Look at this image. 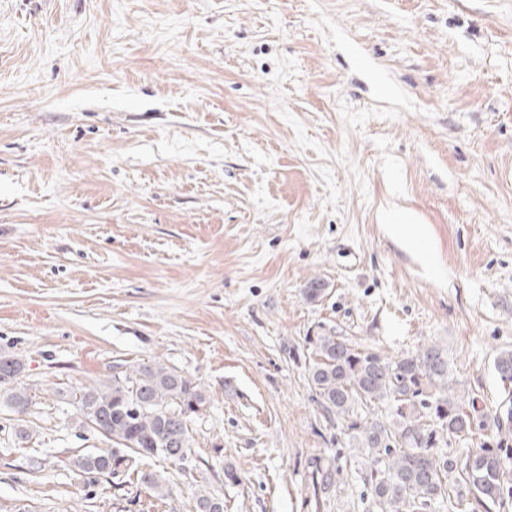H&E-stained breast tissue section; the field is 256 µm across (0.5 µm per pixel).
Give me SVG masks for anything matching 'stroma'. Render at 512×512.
Wrapping results in <instances>:
<instances>
[{"label":"stroma","instance_id":"1","mask_svg":"<svg viewBox=\"0 0 512 512\" xmlns=\"http://www.w3.org/2000/svg\"><path fill=\"white\" fill-rule=\"evenodd\" d=\"M318 333L439 345L501 411L512 0H0V354L31 400L0 399V512H190L202 485L224 512H385L309 381ZM153 359L206 397L188 457L148 460L162 494L94 482L72 391ZM394 224H386L388 232L400 238L412 251L422 253L425 257H432L433 250L429 242V234L426 226L422 224H402L405 220L403 213L392 214ZM23 371V363L12 356L0 355V384H12L7 396V405L16 413H25L29 408L30 399L24 388L18 386L19 376Z\"/></svg>","mask_w":512,"mask_h":512}]
</instances>
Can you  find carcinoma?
Instances as JSON below:
<instances>
[{
    "label": "carcinoma",
    "mask_w": 512,
    "mask_h": 512,
    "mask_svg": "<svg viewBox=\"0 0 512 512\" xmlns=\"http://www.w3.org/2000/svg\"><path fill=\"white\" fill-rule=\"evenodd\" d=\"M316 360L309 367L310 382L321 406L346 425L358 447L367 450L375 495L388 512H422L441 496L446 478L457 473L473 493L475 512H491L512 496L503 479L502 448L512 436V408L494 417L506 437L463 448L454 456L438 457L437 449L461 440L483 426L486 414L476 398L464 402L455 397L449 383L448 359L436 345H427L398 359L370 350L355 349L331 335L307 337ZM494 370L502 383H512V351L500 353ZM23 363L0 355V384L12 385L7 405L21 414L30 399L19 386ZM74 403L84 426L115 443L80 455L76 464L89 475L117 478L133 476L139 485L162 494L165 486L157 472L143 460L162 456L181 464L190 451L188 421L206 404L202 390L190 378L159 363H141L112 375L99 386L76 388ZM375 400L390 402L387 422L368 420L355 407ZM316 487L326 492L335 484L332 469L315 466ZM192 512H224L222 500L211 492H196Z\"/></svg>",
    "instance_id": "carcinoma-1"
}]
</instances>
